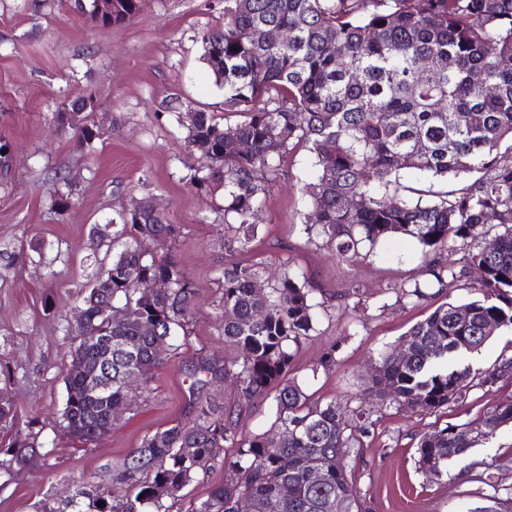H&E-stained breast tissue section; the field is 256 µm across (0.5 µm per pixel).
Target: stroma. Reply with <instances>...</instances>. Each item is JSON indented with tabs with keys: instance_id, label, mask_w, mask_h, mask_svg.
Here are the masks:
<instances>
[{
	"instance_id": "35a3bbf8",
	"label": "stroma",
	"mask_w": 512,
	"mask_h": 512,
	"mask_svg": "<svg viewBox=\"0 0 512 512\" xmlns=\"http://www.w3.org/2000/svg\"><path fill=\"white\" fill-rule=\"evenodd\" d=\"M223 21L224 0H145L137 18L109 29L69 11L64 0H0V142L11 145L0 162V403H10L15 427L35 438L23 463L0 470V512H35L73 477L107 473L144 435L191 417L192 369L201 358L224 354L217 319L225 263L260 264L270 281L288 269L305 275L325 311L290 375L312 399L353 408L380 351L437 306L474 296L470 272L423 304L402 298L400 284L424 278L421 249L405 236L338 260L305 229L309 199L302 188L316 177L305 147L285 159L284 178L257 214L256 239L225 252L224 191L200 193L189 184L209 161L187 148L188 131L178 120L199 109L238 120L225 114L224 91L202 59L201 32ZM81 94L97 101L92 119L101 137L88 146L56 123L64 103ZM55 191L71 196L68 210L52 205ZM133 200L153 202L181 228L171 253L197 293L192 333L136 406L89 444L61 423L66 315L97 269L111 263L98 236L111 233L113 218ZM353 283L368 304L361 318L346 310ZM334 341L341 348L326 370L320 359ZM212 396L233 410L240 430L262 432L273 420L270 401L242 405L232 386ZM508 400L512 379L471 388L435 412L374 404L370 433L348 459L372 512H512L511 427L437 476L419 470L416 453L424 435L478 420Z\"/></svg>"
}]
</instances>
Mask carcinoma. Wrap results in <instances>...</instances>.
<instances>
[{
    "label": "carcinoma",
    "instance_id": "obj_1",
    "mask_svg": "<svg viewBox=\"0 0 512 512\" xmlns=\"http://www.w3.org/2000/svg\"><path fill=\"white\" fill-rule=\"evenodd\" d=\"M143 0H112L107 26L138 16ZM286 29L288 42L268 38ZM202 60L224 89V111L242 118L222 123L208 112L187 113V146L212 155L207 173L190 176L202 191L224 187L227 248L255 239L254 218L281 179L284 158L299 146L315 156L316 180L305 230H316L342 261L359 248L395 236L420 246L427 279L400 286L413 304L429 288L452 286L461 273L449 256L466 246L465 265L479 267L481 300L446 302L379 353V383L355 408L313 403L288 377L295 356L315 331L319 304L305 276L288 272L267 283L258 265L220 270L224 346L234 356L201 359L194 384L230 381L251 404L273 398L275 420L261 433L239 431L233 412L194 404V418L147 434L112 463V475L73 479L75 496L48 495L36 512H172L186 487L221 461L224 482L188 512H329L341 499L347 512H371L347 469V458L369 433V399L399 408L436 411L472 387L512 378V358L476 372L468 355L489 339L485 325L512 329V0H224V25L201 37ZM428 61V68L418 61ZM390 114L385 119L384 114ZM92 111L72 112L65 127L78 142L101 137ZM420 171L448 180L472 177L438 200L411 202L397 194L400 174ZM112 246V302L87 291L72 309L65 341L70 358L107 357L112 404L129 408L130 370L147 388L190 335L196 292L179 262L158 258L157 246L179 227L132 202L118 212ZM496 248L488 252L485 241ZM167 279L172 288L144 297L141 282ZM112 314H102L107 306ZM467 309L461 320L457 310ZM87 335L112 337V352L75 344ZM166 338L159 356L154 339ZM406 356L399 360L398 349ZM76 400L62 420L93 442L110 431L108 404L84 397L82 373H66ZM512 424V400L477 422L446 426L422 437L419 469L438 475L455 457ZM236 452L228 456L224 448ZM318 462L324 481H311Z\"/></svg>",
    "mask_w": 512,
    "mask_h": 512
}]
</instances>
